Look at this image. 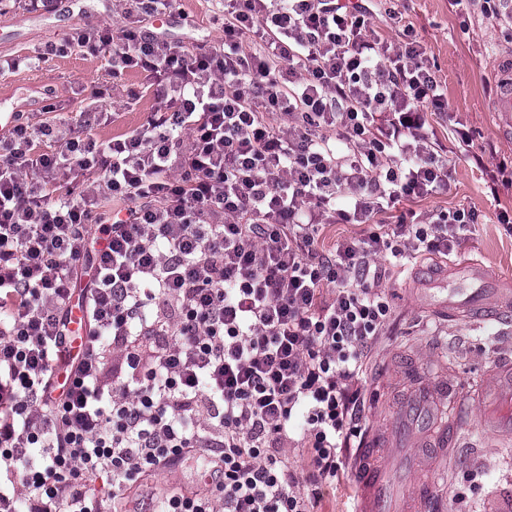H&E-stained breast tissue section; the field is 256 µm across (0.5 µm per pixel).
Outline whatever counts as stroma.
I'll return each mask as SVG.
<instances>
[{
    "label": "stroma",
    "mask_w": 512,
    "mask_h": 512,
    "mask_svg": "<svg viewBox=\"0 0 512 512\" xmlns=\"http://www.w3.org/2000/svg\"><path fill=\"white\" fill-rule=\"evenodd\" d=\"M404 23L414 26L448 101V110L429 114L427 128L448 154L447 189L413 203L416 211L465 209L477 213L449 257L425 256L394 268L381 286L392 317L367 359L366 425L378 431V459L389 471L386 512H403L420 473L414 446L415 405L405 377L419 381L448 380L449 404L464 406L459 438L429 473L432 512H512V446L503 445L479 421L477 388L496 366L512 363V322L507 318L448 319L435 308L448 302L449 266L467 261L485 272L482 298L495 304L500 289H512V233L498 222L500 211L512 213V184L496 180L500 162L512 160V138L502 132L501 117L490 109L499 82V60L512 53V20L487 14L479 0L469 7L454 0H398ZM220 0H178L165 23L145 18L144 33L165 38L187 50L217 42L221 29ZM122 25L116 0H57L53 9L30 11L15 6L0 12V60L35 56L45 42L73 32ZM110 50L89 55L73 49L47 64L0 72V112L22 111L32 122L66 119L88 128L99 139L144 129L161 109L152 80L130 69L113 81ZM53 111H44V104ZM464 128L469 143L458 140ZM204 470L186 459L175 472L144 478L120 503L122 512H150L157 494L167 487L198 489Z\"/></svg>",
    "instance_id": "stroma-1"
}]
</instances>
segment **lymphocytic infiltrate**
I'll use <instances>...</instances> for the list:
<instances>
[{"label":"lymphocytic infiltrate","mask_w":512,"mask_h":512,"mask_svg":"<svg viewBox=\"0 0 512 512\" xmlns=\"http://www.w3.org/2000/svg\"><path fill=\"white\" fill-rule=\"evenodd\" d=\"M175 4L121 0L120 39L84 29L7 64L108 47L112 79L140 69L165 106L107 142L21 112L0 139V512H108L98 479L117 500L194 456L212 484L156 512H320L391 318L375 258L450 255L476 221L433 211L322 248L326 225L448 184L424 130L448 103L400 12L388 41L362 0H224L223 39L188 51L139 26ZM77 294L90 340L69 359Z\"/></svg>","instance_id":"f902f5d3"}]
</instances>
